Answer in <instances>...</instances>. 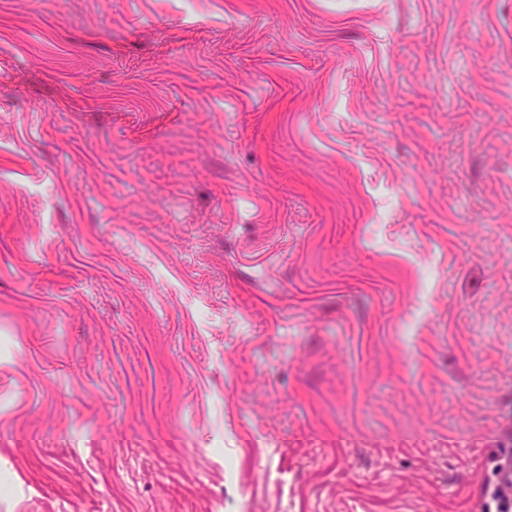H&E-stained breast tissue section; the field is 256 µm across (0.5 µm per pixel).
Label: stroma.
Instances as JSON below:
<instances>
[{"label": "stroma", "mask_w": 512, "mask_h": 512, "mask_svg": "<svg viewBox=\"0 0 512 512\" xmlns=\"http://www.w3.org/2000/svg\"><path fill=\"white\" fill-rule=\"evenodd\" d=\"M512 456V0H0V512H487Z\"/></svg>", "instance_id": "35a3bbf8"}]
</instances>
